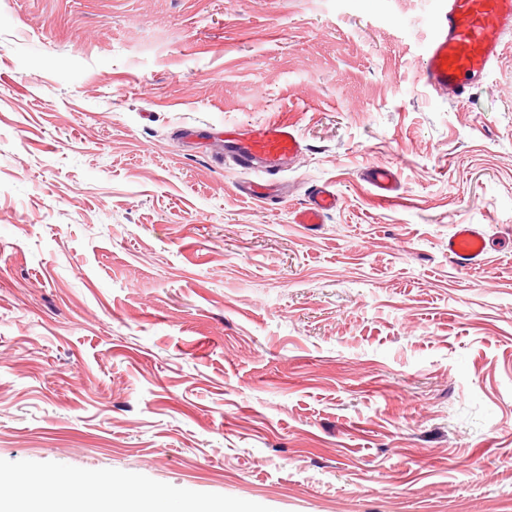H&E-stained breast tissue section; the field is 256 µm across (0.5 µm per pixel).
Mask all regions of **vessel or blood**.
<instances>
[{
  "label": "vessel or blood",
  "instance_id": "obj_1",
  "mask_svg": "<svg viewBox=\"0 0 512 512\" xmlns=\"http://www.w3.org/2000/svg\"><path fill=\"white\" fill-rule=\"evenodd\" d=\"M512 37V0H445L420 64L424 84L461 101L485 82L503 48ZM303 152L296 127L279 119L226 128L224 155L237 166L274 175ZM368 183L383 198L399 183L391 166L369 168ZM339 200L329 185L314 186L308 202L294 215L308 228L322 224ZM486 251L483 232L471 224L459 225L448 239V255L463 266L479 265Z\"/></svg>",
  "mask_w": 512,
  "mask_h": 512
}]
</instances>
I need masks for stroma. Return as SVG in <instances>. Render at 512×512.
<instances>
[{
	"mask_svg": "<svg viewBox=\"0 0 512 512\" xmlns=\"http://www.w3.org/2000/svg\"><path fill=\"white\" fill-rule=\"evenodd\" d=\"M439 6L0 0V480L512 512V43L449 102ZM274 118L304 155L262 206L211 135ZM367 181L380 197L388 198L397 190L399 176L391 166L380 164L368 168ZM338 204L339 199L328 184L316 185L308 196L307 204L295 212L294 223L303 224L309 229L317 227L324 223L325 215L335 210ZM485 251V236L472 224H460L448 238V256L462 266L479 265Z\"/></svg>",
	"mask_w": 512,
	"mask_h": 512,
	"instance_id": "1",
	"label": "stroma"
}]
</instances>
